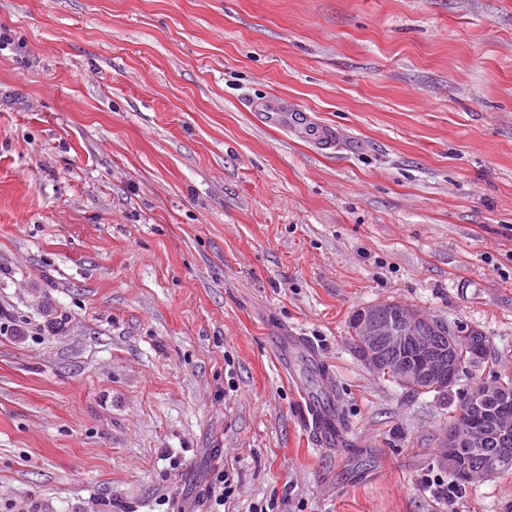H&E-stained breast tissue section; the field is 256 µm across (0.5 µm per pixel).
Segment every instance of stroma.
<instances>
[{
    "mask_svg": "<svg viewBox=\"0 0 512 512\" xmlns=\"http://www.w3.org/2000/svg\"><path fill=\"white\" fill-rule=\"evenodd\" d=\"M382 301L491 350L412 393ZM506 377L512 0H0V512H512L443 446ZM309 434L320 444H338L340 424L333 415L310 403L304 411Z\"/></svg>",
    "mask_w": 512,
    "mask_h": 512,
    "instance_id": "1",
    "label": "stroma"
}]
</instances>
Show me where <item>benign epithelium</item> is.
Listing matches in <instances>:
<instances>
[{"label": "benign epithelium", "instance_id": "benign-epithelium-1", "mask_svg": "<svg viewBox=\"0 0 512 512\" xmlns=\"http://www.w3.org/2000/svg\"><path fill=\"white\" fill-rule=\"evenodd\" d=\"M353 321L362 339L374 349L365 360L371 370L390 366L398 370L399 382L408 387L428 383L445 393L455 385L460 366L452 357L453 345L435 335L429 316L412 310L394 311L377 303L356 310ZM503 400L497 384H481L466 402L467 407L478 410V416L462 435L445 437L448 466L458 469L469 482L492 479L502 465L512 464L508 448L495 449V460L483 464L461 463L457 451L461 446L481 449L493 436L512 437V419L499 409Z\"/></svg>", "mask_w": 512, "mask_h": 512}]
</instances>
